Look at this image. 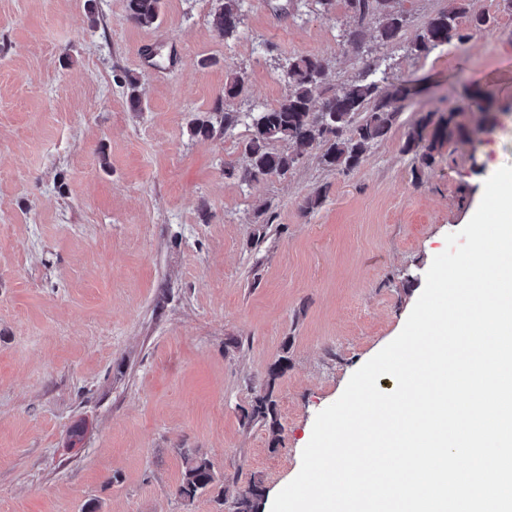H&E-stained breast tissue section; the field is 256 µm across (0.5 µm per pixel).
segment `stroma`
I'll return each instance as SVG.
<instances>
[{
	"label": "stroma",
	"instance_id": "obj_1",
	"mask_svg": "<svg viewBox=\"0 0 512 512\" xmlns=\"http://www.w3.org/2000/svg\"><path fill=\"white\" fill-rule=\"evenodd\" d=\"M468 4L488 26L420 55L448 0H396L397 39L369 28L359 47L345 0H240L229 39L217 0H162L148 27L127 0H0V512H220L214 493L177 495L183 448L216 487L261 482L271 512L317 413L400 333L446 235L512 166V8ZM304 55L325 59V95L366 58L415 92L356 168L316 149L283 176H225ZM451 111L432 164L406 151L421 116ZM198 115L212 136L191 133ZM268 388L276 434L241 422ZM218 5L213 16V27L222 37L232 35L237 31L241 23L239 10L240 0H218Z\"/></svg>",
	"mask_w": 512,
	"mask_h": 512
}]
</instances>
